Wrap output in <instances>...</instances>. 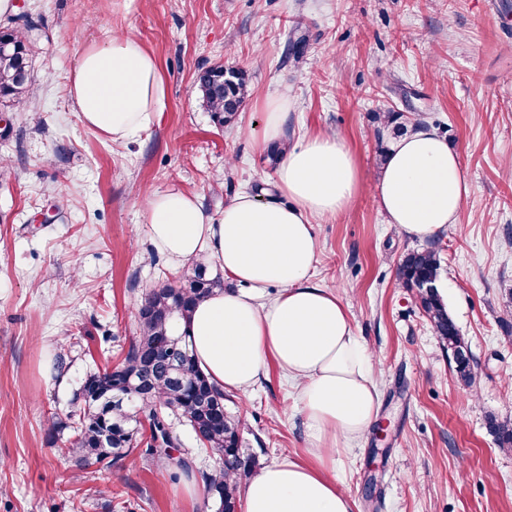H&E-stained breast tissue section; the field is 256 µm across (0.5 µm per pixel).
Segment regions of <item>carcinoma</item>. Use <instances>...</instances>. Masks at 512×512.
I'll list each match as a JSON object with an SVG mask.
<instances>
[{
  "instance_id": "1",
  "label": "carcinoma",
  "mask_w": 512,
  "mask_h": 512,
  "mask_svg": "<svg viewBox=\"0 0 512 512\" xmlns=\"http://www.w3.org/2000/svg\"><path fill=\"white\" fill-rule=\"evenodd\" d=\"M36 25L20 16L0 28V97L19 104L31 90L29 44ZM196 81L213 121L228 126L237 119L245 98V74L222 65L199 71ZM440 260L434 250L408 253L399 279L408 288L435 282ZM224 278L212 273L202 258L171 281L147 291L141 300L148 313L138 317V334L115 365L89 374L73 396L68 421L48 419L53 442L70 428L65 453L80 464H115L137 450L167 465L176 480L191 465L181 455L167 416L189 426L205 450L219 456V465L200 473L214 512H238L240 488L256 466L255 456L241 448L240 421L224 412V391L210 383L189 349L188 327L195 307L217 291ZM421 307L443 342L462 381L470 383V358L465 342L439 294L419 293ZM490 431L503 447L512 448V422L489 419Z\"/></svg>"
}]
</instances>
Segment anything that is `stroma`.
I'll return each instance as SVG.
<instances>
[{
  "label": "stroma",
  "mask_w": 512,
  "mask_h": 512,
  "mask_svg": "<svg viewBox=\"0 0 512 512\" xmlns=\"http://www.w3.org/2000/svg\"><path fill=\"white\" fill-rule=\"evenodd\" d=\"M39 24L33 91L0 135V512H207L161 465L137 456L77 468L45 420L115 363L143 293L177 275L149 238L145 195L171 188L220 216L225 201L273 179L254 132L289 94V141L345 140L361 171L352 204L314 224V280L348 303L374 350L384 436L336 457L354 512H512V450L487 416L512 420V0H12ZM307 37L288 57L294 29ZM134 34L158 59L164 112L134 142L84 126L68 97L80 52ZM241 68L248 94L233 127L202 105L197 73ZM432 125L458 152L470 191L458 223L419 240L378 206L382 117ZM441 258L438 290L474 358L457 380L414 293L397 278L413 250ZM64 354L65 368L55 357ZM224 406L267 466L312 463L310 430L276 366Z\"/></svg>",
  "instance_id": "1"
}]
</instances>
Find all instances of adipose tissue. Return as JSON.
I'll use <instances>...</instances> for the list:
<instances>
[{
  "mask_svg": "<svg viewBox=\"0 0 512 512\" xmlns=\"http://www.w3.org/2000/svg\"><path fill=\"white\" fill-rule=\"evenodd\" d=\"M68 94L84 125L123 142L139 139L166 106L157 59L124 35L83 49ZM274 184L276 197L236 194L217 218L193 195L154 192L150 239L173 266L202 253L235 284L191 318V349L210 380L245 394L276 366L295 385L311 429L318 466L286 459L263 467L245 485L244 512H353L336 479V456L377 420L380 393L373 354L356 336L347 304L313 280V221L347 209L361 174L344 141L322 133L288 148ZM468 194L459 155L435 129L423 125L391 142L378 204L401 234L425 239L457 223Z\"/></svg>",
  "mask_w": 512,
  "mask_h": 512,
  "instance_id": "ef3b65f1",
  "label": "adipose tissue"
}]
</instances>
